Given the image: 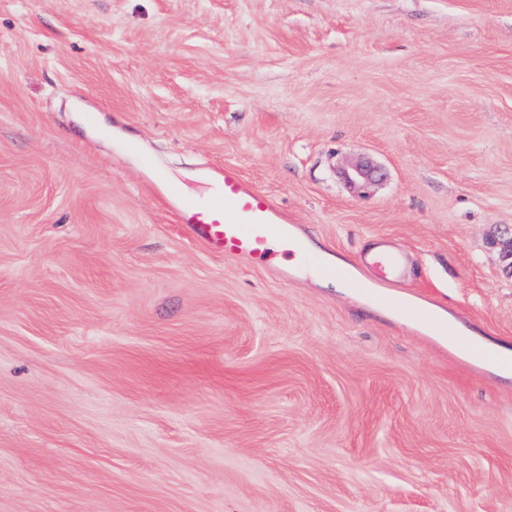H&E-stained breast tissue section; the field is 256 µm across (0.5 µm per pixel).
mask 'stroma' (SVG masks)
<instances>
[{"instance_id": "1", "label": "stroma", "mask_w": 512, "mask_h": 512, "mask_svg": "<svg viewBox=\"0 0 512 512\" xmlns=\"http://www.w3.org/2000/svg\"><path fill=\"white\" fill-rule=\"evenodd\" d=\"M224 166L365 293L194 243ZM506 225L512 0H0V512H512V373L357 265L512 349ZM346 183L359 194H365L369 188L382 178L379 168L368 161H359L342 172ZM362 262L374 269L384 282H389L390 279L396 278L402 268L401 256L388 250L365 254L362 257Z\"/></svg>"}]
</instances>
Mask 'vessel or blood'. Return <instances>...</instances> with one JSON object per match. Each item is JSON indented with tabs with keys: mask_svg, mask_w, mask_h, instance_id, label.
I'll return each mask as SVG.
<instances>
[{
	"mask_svg": "<svg viewBox=\"0 0 512 512\" xmlns=\"http://www.w3.org/2000/svg\"><path fill=\"white\" fill-rule=\"evenodd\" d=\"M215 181L217 191L205 199L186 195L174 183L166 187L168 207L195 242L231 259L262 260L275 246L302 254L273 199L254 191L237 168L217 170ZM362 261L386 282L402 268L401 256L388 250L365 254Z\"/></svg>",
	"mask_w": 512,
	"mask_h": 512,
	"instance_id": "b4317fda",
	"label": "vessel or blood"
}]
</instances>
